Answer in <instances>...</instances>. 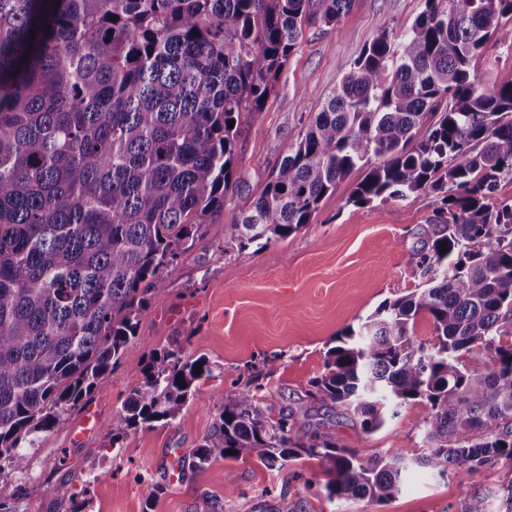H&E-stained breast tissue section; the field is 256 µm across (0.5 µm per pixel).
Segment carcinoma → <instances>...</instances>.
Returning a JSON list of instances; mask_svg holds the SVG:
<instances>
[{
    "instance_id": "cac0c4a2",
    "label": "carcinoma",
    "mask_w": 512,
    "mask_h": 512,
    "mask_svg": "<svg viewBox=\"0 0 512 512\" xmlns=\"http://www.w3.org/2000/svg\"><path fill=\"white\" fill-rule=\"evenodd\" d=\"M351 2L0 0V464L24 471L26 449L147 343L140 312L237 187L244 125L305 28L338 25ZM491 42L512 43V0H424L404 31L380 27L232 225L241 249L285 239L359 169L356 205L438 197L424 285L337 337L308 393L366 433L425 403L421 451L362 457L247 384L220 397L189 468L315 458L328 499L381 501L412 467L466 486L512 463V199L496 197L512 182V82L478 73ZM209 372L181 347L150 350L112 443L173 420ZM489 497L469 488L461 512H490Z\"/></svg>"
}]
</instances>
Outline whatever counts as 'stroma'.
<instances>
[{
    "label": "stroma",
    "instance_id": "obj_1",
    "mask_svg": "<svg viewBox=\"0 0 512 512\" xmlns=\"http://www.w3.org/2000/svg\"><path fill=\"white\" fill-rule=\"evenodd\" d=\"M423 7L424 0H353L338 27L306 28L260 119L240 140L238 189L211 216L197 245L165 271V298L140 314L148 345H128L106 384L30 449L24 472L0 471V494L13 512H66L74 493L85 498L86 512H193L204 492L222 502L224 512H460L458 481L422 472L388 501L339 502L326 497L328 475L307 458L279 470L247 458L219 459L197 471L184 460L213 427L219 413L213 397L253 382L275 410L306 405L337 336L384 300L422 285L418 253L431 236L428 218L437 203L431 194L356 206L348 198L362 177L357 171L287 239L241 249L232 225L364 44L382 24L409 26ZM176 344L211 366L194 399L172 421L111 443L106 425L140 383L149 349ZM425 413L423 403H409L372 433L333 412L322 421L339 446L360 456L410 454L422 446ZM90 414L96 425H87ZM227 469L237 478L231 492L222 480Z\"/></svg>",
    "mask_w": 512,
    "mask_h": 512
}]
</instances>
